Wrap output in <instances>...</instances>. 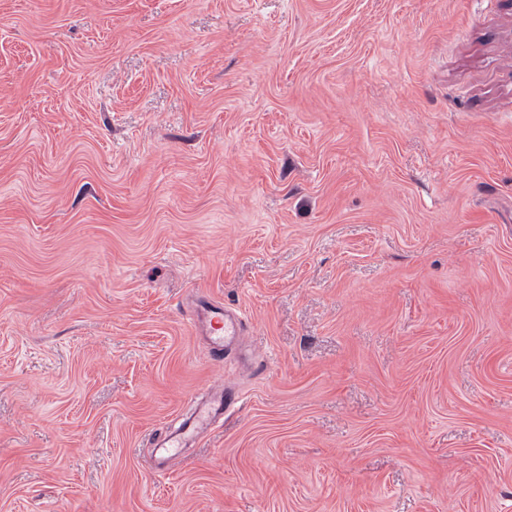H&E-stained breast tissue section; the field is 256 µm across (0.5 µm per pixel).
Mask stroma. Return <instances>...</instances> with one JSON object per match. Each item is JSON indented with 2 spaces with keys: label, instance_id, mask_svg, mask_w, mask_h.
Listing matches in <instances>:
<instances>
[{
  "label": "stroma",
  "instance_id": "1",
  "mask_svg": "<svg viewBox=\"0 0 512 512\" xmlns=\"http://www.w3.org/2000/svg\"><path fill=\"white\" fill-rule=\"evenodd\" d=\"M0 512H512V0H0ZM191 328L208 336L215 353L235 344L242 332L239 314L222 302L205 301L198 306ZM239 403V396L232 390L224 391V399L199 408L195 414L174 433L166 435L155 445V469L160 474H166L170 464L182 455L186 441L206 429L211 422L231 406Z\"/></svg>",
  "mask_w": 512,
  "mask_h": 512
}]
</instances>
